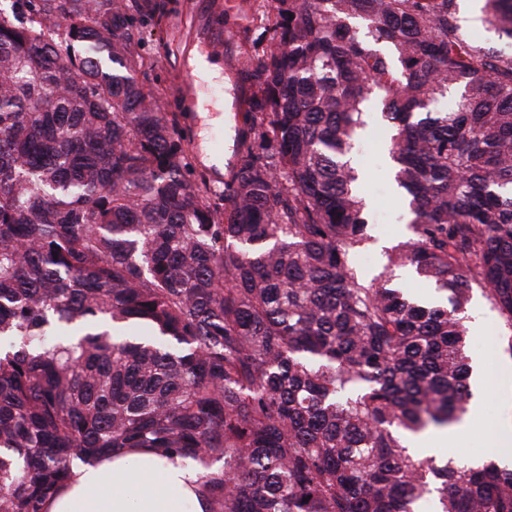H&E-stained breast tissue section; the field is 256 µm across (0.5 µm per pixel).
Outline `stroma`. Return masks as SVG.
I'll return each instance as SVG.
<instances>
[{
    "instance_id": "obj_1",
    "label": "stroma",
    "mask_w": 512,
    "mask_h": 512,
    "mask_svg": "<svg viewBox=\"0 0 512 512\" xmlns=\"http://www.w3.org/2000/svg\"><path fill=\"white\" fill-rule=\"evenodd\" d=\"M165 15L161 24L147 26L143 31L141 53L149 70L148 88L158 92L166 111L179 115L180 126L187 141L197 143L199 117L185 95L179 94V73L198 50L197 44L185 42L189 30L210 28L224 33V78L209 84V102L224 110V168L232 170L236 145L249 137L244 116L257 95L258 87L247 74L252 57L269 52L272 46V23L268 0H163ZM352 156L363 174L361 193L369 214L368 239L362 251L371 258L366 269L368 278L402 286L413 298L426 297L429 282L407 274L405 270L388 267L386 252L405 241L409 235L408 218L401 194L383 142L375 140L370 131L354 144ZM472 300L483 312L479 331L469 332L466 353L469 358L484 357L487 342L495 344L496 364L512 359L507 350V336L512 331L501 322L484 297L481 288H474ZM495 366L489 367L475 394L483 407L480 427L465 437L453 440L449 449H434V456L449 455L463 461L482 459L488 452V440L496 429L512 421V392Z\"/></svg>"
}]
</instances>
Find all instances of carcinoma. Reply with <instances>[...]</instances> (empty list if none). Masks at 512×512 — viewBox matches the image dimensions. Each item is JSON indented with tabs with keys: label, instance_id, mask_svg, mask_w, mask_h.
<instances>
[{
	"label": "carcinoma",
	"instance_id": "carcinoma-1",
	"mask_svg": "<svg viewBox=\"0 0 512 512\" xmlns=\"http://www.w3.org/2000/svg\"><path fill=\"white\" fill-rule=\"evenodd\" d=\"M0 7V512L157 448L209 512H512V467L422 457L473 399L472 284L512 330V53L460 0H271L273 48L224 188L145 88L159 0ZM512 38V0H485ZM460 91L455 109L432 108ZM378 102L411 237L367 280L349 154ZM468 8V19L472 24H475L477 26L464 27L461 25L463 35L465 37L475 36L482 38V41L485 42L490 47H494L495 49L508 53L512 52V44L505 40L499 39L497 31H495L493 27L484 23V21L481 25H478L481 23L482 13L483 18L485 15L483 11H480V5L478 3H474L469 5Z\"/></svg>",
	"mask_w": 512,
	"mask_h": 512
}]
</instances>
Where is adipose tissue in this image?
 Listing matches in <instances>:
<instances>
[{
	"mask_svg": "<svg viewBox=\"0 0 512 512\" xmlns=\"http://www.w3.org/2000/svg\"><path fill=\"white\" fill-rule=\"evenodd\" d=\"M142 484L137 499L131 485ZM206 496L194 468L142 449L110 455L99 466L75 469L46 506V512H207Z\"/></svg>",
	"mask_w": 512,
	"mask_h": 512,
	"instance_id": "1",
	"label": "adipose tissue"
}]
</instances>
